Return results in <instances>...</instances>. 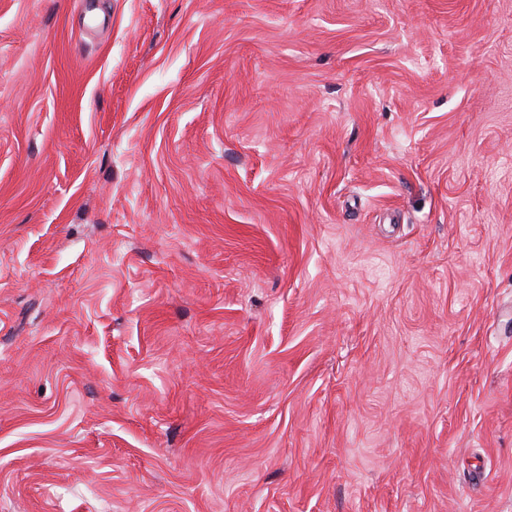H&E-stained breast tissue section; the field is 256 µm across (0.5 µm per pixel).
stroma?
I'll use <instances>...</instances> for the list:
<instances>
[{"instance_id":"1","label":"stroma","mask_w":512,"mask_h":512,"mask_svg":"<svg viewBox=\"0 0 512 512\" xmlns=\"http://www.w3.org/2000/svg\"><path fill=\"white\" fill-rule=\"evenodd\" d=\"M0 512H512V0H0Z\"/></svg>"}]
</instances>
